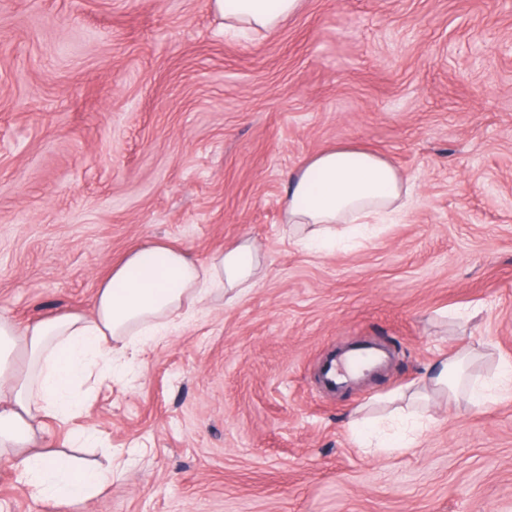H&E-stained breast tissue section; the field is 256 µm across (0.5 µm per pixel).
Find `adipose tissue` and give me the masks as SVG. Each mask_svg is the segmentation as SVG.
<instances>
[{"label":"adipose tissue","instance_id":"ef3b65f1","mask_svg":"<svg viewBox=\"0 0 512 512\" xmlns=\"http://www.w3.org/2000/svg\"><path fill=\"white\" fill-rule=\"evenodd\" d=\"M299 0H213L228 29L275 28ZM409 189L383 157L351 147L323 150L288 175L281 199L285 223L308 245L365 236L407 205ZM260 260L244 243L201 262L187 250L151 243L132 251L99 286L92 314L65 312L17 327L0 317V459L57 506H75L101 495L111 468L51 450L43 436L47 415L68 417L74 388L99 361L125 357L129 336H153L182 309L215 291L247 292ZM26 372L15 367L16 353Z\"/></svg>","mask_w":512,"mask_h":512}]
</instances>
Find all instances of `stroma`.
<instances>
[{
	"label": "stroma",
	"mask_w": 512,
	"mask_h": 512,
	"mask_svg": "<svg viewBox=\"0 0 512 512\" xmlns=\"http://www.w3.org/2000/svg\"><path fill=\"white\" fill-rule=\"evenodd\" d=\"M336 146L388 160L409 206L314 251L283 231L288 172ZM161 240L252 244L244 295L100 365L53 449L112 463L77 512H512V392L432 402L407 447H361L358 408L475 347L512 365V0H300L230 35L211 0H0V316L92 314ZM387 345L333 393L320 360ZM0 512H62L0 461Z\"/></svg>",
	"instance_id": "35a3bbf8"
}]
</instances>
